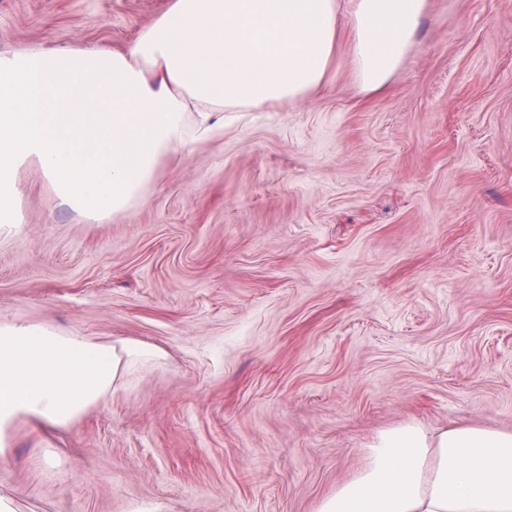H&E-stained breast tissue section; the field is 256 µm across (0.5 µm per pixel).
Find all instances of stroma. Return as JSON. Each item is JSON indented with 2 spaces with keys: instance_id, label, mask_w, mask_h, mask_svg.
<instances>
[{
  "instance_id": "1",
  "label": "stroma",
  "mask_w": 512,
  "mask_h": 512,
  "mask_svg": "<svg viewBox=\"0 0 512 512\" xmlns=\"http://www.w3.org/2000/svg\"><path fill=\"white\" fill-rule=\"evenodd\" d=\"M170 0H0V52L121 50ZM0 321L159 350L70 426L19 421L16 512H316L382 430L512 431V0H427L385 89L339 44L94 223L20 169Z\"/></svg>"
}]
</instances>
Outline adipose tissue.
<instances>
[{"mask_svg": "<svg viewBox=\"0 0 512 512\" xmlns=\"http://www.w3.org/2000/svg\"><path fill=\"white\" fill-rule=\"evenodd\" d=\"M427 0H171L125 49L0 53V228L15 224L17 173L33 165L59 204L92 221L143 200L161 158L185 146L186 115L292 102L322 83L347 38L362 86L404 61ZM47 325L0 321V461L20 419L65 427L99 403L121 367L157 358ZM317 512H512V432L410 422L381 431L366 465Z\"/></svg>", "mask_w": 512, "mask_h": 512, "instance_id": "adipose-tissue-1", "label": "adipose tissue"}]
</instances>
